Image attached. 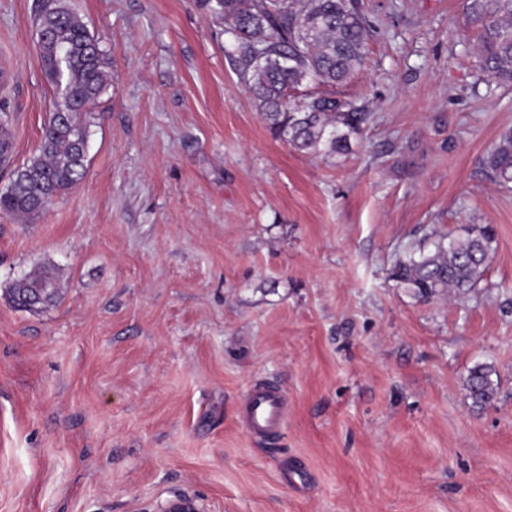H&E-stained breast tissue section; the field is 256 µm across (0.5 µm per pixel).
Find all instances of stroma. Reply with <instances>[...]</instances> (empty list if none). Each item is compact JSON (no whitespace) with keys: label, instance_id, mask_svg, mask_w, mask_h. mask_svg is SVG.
<instances>
[{"label":"stroma","instance_id":"35a3bbf8","mask_svg":"<svg viewBox=\"0 0 512 512\" xmlns=\"http://www.w3.org/2000/svg\"><path fill=\"white\" fill-rule=\"evenodd\" d=\"M364 61L334 96L348 153L270 134L198 0H71L112 61L85 177L0 212V512H512V184L481 160L512 87L476 66L461 0H362ZM38 0H0L13 157L51 108ZM494 229L482 281L421 302L391 277L424 238ZM42 271L57 299L27 311ZM496 372L473 406L465 378ZM287 395L247 432L256 381ZM22 288H25L26 290L27 289L32 290L33 288H46L47 292L50 294V297H49V299L45 300L44 302L36 304L34 308H28L23 304V302L18 300V296H19L20 290ZM55 288H57V287H56V284H55L54 280L52 279V277H50L45 272H40L38 274H34L31 276L25 277L22 280L18 281L10 290V298H11V301L17 307L27 309V310H34V309L38 308L39 305H43V304L49 302L54 297V295L56 293ZM56 296H57V294L52 299V301L55 300ZM494 373L493 367L487 363L477 364L469 371L465 386L473 406L483 408L493 400L496 385L491 377ZM283 392L268 385H254L244 397L242 414L245 427L255 436L279 431L285 418Z\"/></svg>","mask_w":512,"mask_h":512}]
</instances>
